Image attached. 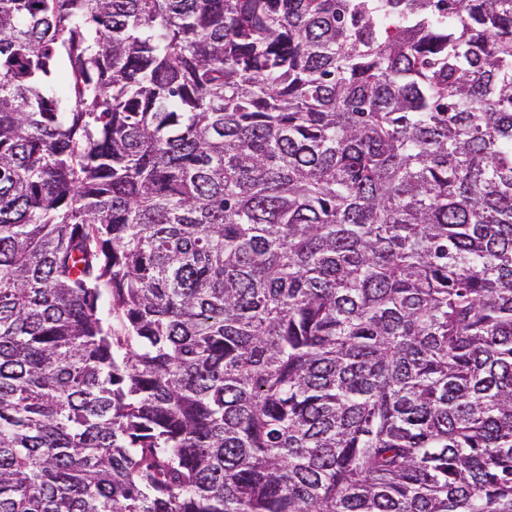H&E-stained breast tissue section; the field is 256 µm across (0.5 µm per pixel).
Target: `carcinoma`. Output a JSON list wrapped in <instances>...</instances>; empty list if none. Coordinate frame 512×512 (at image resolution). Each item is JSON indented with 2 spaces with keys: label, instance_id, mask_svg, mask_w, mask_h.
Instances as JSON below:
<instances>
[{
  "label": "carcinoma",
  "instance_id": "1",
  "mask_svg": "<svg viewBox=\"0 0 512 512\" xmlns=\"http://www.w3.org/2000/svg\"><path fill=\"white\" fill-rule=\"evenodd\" d=\"M0 512H512V0H0Z\"/></svg>",
  "mask_w": 512,
  "mask_h": 512
}]
</instances>
